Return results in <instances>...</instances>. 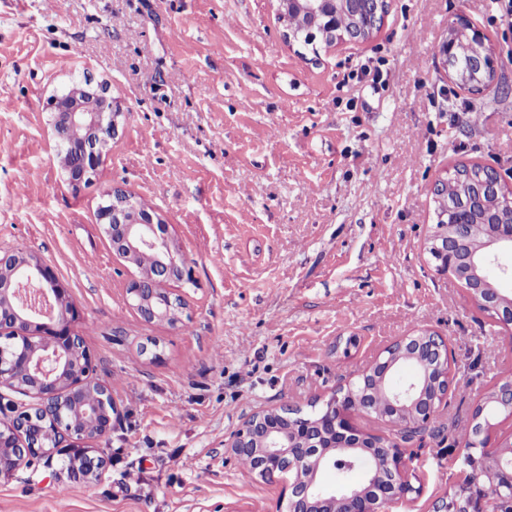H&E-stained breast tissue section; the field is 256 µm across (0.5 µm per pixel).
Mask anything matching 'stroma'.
<instances>
[{"mask_svg":"<svg viewBox=\"0 0 512 512\" xmlns=\"http://www.w3.org/2000/svg\"><path fill=\"white\" fill-rule=\"evenodd\" d=\"M460 15L492 49L478 95L439 51ZM86 77L123 116L76 189L49 101ZM472 163L512 186V27L490 0H387L368 40L311 48L275 0H0V250L66 283L116 406L99 480L38 460L0 481V512H278L283 485L225 438L258 408L327 399L421 330L447 340L457 384L406 444L416 491L395 510L432 512L464 478L460 427L512 374V337L425 250L435 181ZM115 187L193 269L178 323L131 304L138 271L97 216Z\"/></svg>","mask_w":512,"mask_h":512,"instance_id":"35a3bbf8","label":"stroma"}]
</instances>
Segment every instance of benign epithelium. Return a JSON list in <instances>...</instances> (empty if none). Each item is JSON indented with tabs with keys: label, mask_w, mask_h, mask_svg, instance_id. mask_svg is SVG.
Wrapping results in <instances>:
<instances>
[{
	"label": "benign epithelium",
	"mask_w": 512,
	"mask_h": 512,
	"mask_svg": "<svg viewBox=\"0 0 512 512\" xmlns=\"http://www.w3.org/2000/svg\"><path fill=\"white\" fill-rule=\"evenodd\" d=\"M279 19L303 13L309 18L310 39L334 36L343 12L370 10L374 25L349 34L364 41L377 29L385 12V0H276ZM466 35L479 49L464 71L477 79L460 86L472 93L483 91L494 80L492 54L485 38L459 17L448 29L441 53L455 57L457 37ZM53 128L58 142L72 125L87 129L78 145L70 147L74 167L68 181L78 185L95 173L115 134L121 115L106 87L73 83L54 96ZM479 215L492 231L474 242L469 226ZM99 223L112 251L135 263L140 250L160 254L153 267L142 269L127 288L133 306L148 322L178 321L185 301L168 291L173 281L191 279V268L168 234L159 216L121 188L109 191L100 205ZM428 252L436 270L460 281L471 300L505 331L512 330V297L502 285L512 283V188L499 173L483 166L476 188L448 207L444 223L435 227ZM78 316L69 289L44 262L12 250L0 251V338L18 342L11 350L0 344V386L30 395L34 404L0 420V479H8L20 465L34 460L63 457L62 466L77 480L98 479L106 467L92 442L112 430V390L95 378L94 357L84 339L73 333ZM401 363L414 367V375L400 386L391 378ZM448 359V343L435 332L421 331L391 343L381 356L351 386L333 391L325 413L312 419L292 405L268 407L253 412L233 430L224 447L236 457L256 462L261 478L285 484L279 504L282 512H384L388 499L400 500L414 488L406 478L407 462L398 441L361 431L355 422L359 410L351 406L353 388L359 389L366 412L410 434L426 431L454 386ZM380 387L388 392L385 408L377 409L369 399ZM96 389L98 402L88 406L86 391ZM488 400L512 417V381L497 384ZM475 435L464 466L465 483L435 503L434 512H491L484 499L473 493L475 485L493 473L512 487V434L499 435L492 413L483 403L473 413ZM367 448L376 453L377 473L370 483L351 488L339 496L322 488L312 477L301 480L295 470L313 460L326 469L346 464L347 450Z\"/></svg>",
	"instance_id": "7a95c632"
}]
</instances>
